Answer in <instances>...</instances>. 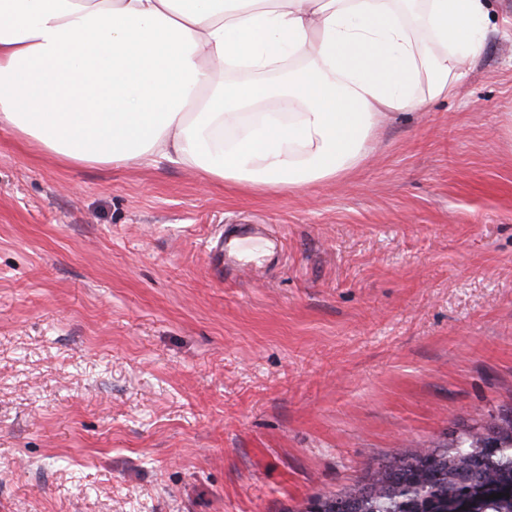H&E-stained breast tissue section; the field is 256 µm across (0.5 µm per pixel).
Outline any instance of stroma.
<instances>
[{
	"instance_id": "stroma-1",
	"label": "stroma",
	"mask_w": 512,
	"mask_h": 512,
	"mask_svg": "<svg viewBox=\"0 0 512 512\" xmlns=\"http://www.w3.org/2000/svg\"><path fill=\"white\" fill-rule=\"evenodd\" d=\"M456 96L295 190L0 128V512H302L512 410V0ZM278 243L218 277L211 241Z\"/></svg>"
}]
</instances>
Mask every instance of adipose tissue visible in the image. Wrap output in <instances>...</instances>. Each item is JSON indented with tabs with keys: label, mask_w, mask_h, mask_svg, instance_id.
I'll return each instance as SVG.
<instances>
[{
	"label": "adipose tissue",
	"mask_w": 512,
	"mask_h": 512,
	"mask_svg": "<svg viewBox=\"0 0 512 512\" xmlns=\"http://www.w3.org/2000/svg\"><path fill=\"white\" fill-rule=\"evenodd\" d=\"M492 20L489 0H0V127L67 163L295 189L454 96Z\"/></svg>",
	"instance_id": "1"
}]
</instances>
